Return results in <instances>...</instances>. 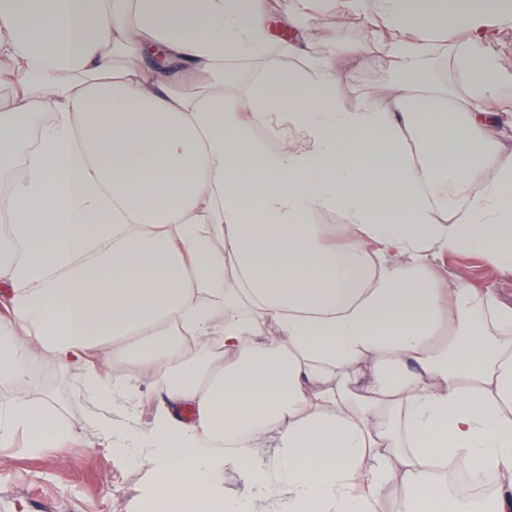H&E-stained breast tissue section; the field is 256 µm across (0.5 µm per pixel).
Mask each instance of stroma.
Wrapping results in <instances>:
<instances>
[{"label":"stroma","instance_id":"1","mask_svg":"<svg viewBox=\"0 0 512 512\" xmlns=\"http://www.w3.org/2000/svg\"><path fill=\"white\" fill-rule=\"evenodd\" d=\"M352 15L312 22L305 45V62L314 69L334 67L348 109L370 102L393 106L403 94L394 72L378 51L374 38L350 35ZM433 264L449 280L462 279L512 303V272L472 253L437 256ZM104 375L123 383L140 396L135 411L139 425L152 417V398L160 390L157 373L127 368L104 357ZM40 401L74 433L75 443L27 449V436L18 433L11 447H0V512H144L155 470L149 459L131 464L113 453L108 440L91 427L90 415L121 420L126 411L119 401L89 397L75 384L73 372L62 371L49 355L33 360L27 385L0 383V406Z\"/></svg>","mask_w":512,"mask_h":512}]
</instances>
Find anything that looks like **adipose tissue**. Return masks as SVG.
<instances>
[{"instance_id": "adipose-tissue-1", "label": "adipose tissue", "mask_w": 512, "mask_h": 512, "mask_svg": "<svg viewBox=\"0 0 512 512\" xmlns=\"http://www.w3.org/2000/svg\"><path fill=\"white\" fill-rule=\"evenodd\" d=\"M309 11L389 31L392 107L347 109L333 67L285 64ZM489 15L466 16L460 94L417 78L456 25L437 0H301L275 52L271 0H0V382L46 352L133 406L95 355L159 373L147 428L93 421L116 452L149 449L155 512H378L397 484L399 512H456L450 464L512 512V306L428 266L512 268V168L485 175L486 128L512 114ZM128 46L142 67L116 61ZM231 60L260 64L246 92ZM275 116L272 147L255 132ZM336 207L335 236L308 223ZM20 431L35 452L70 438L38 402L0 408V445Z\"/></svg>"}]
</instances>
